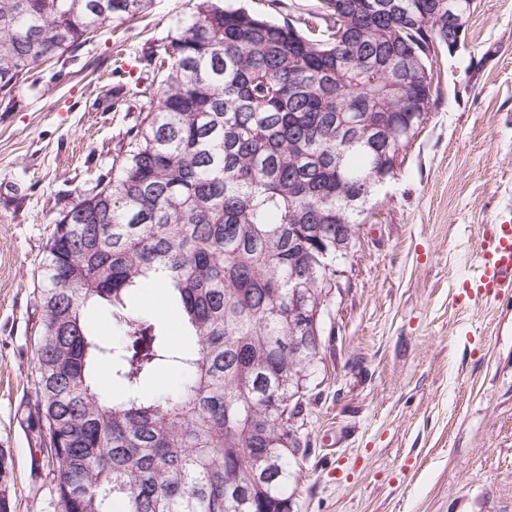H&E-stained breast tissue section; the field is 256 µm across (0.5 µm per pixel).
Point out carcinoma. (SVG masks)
I'll use <instances>...</instances> for the list:
<instances>
[{
    "label": "carcinoma",
    "instance_id": "1",
    "mask_svg": "<svg viewBox=\"0 0 512 512\" xmlns=\"http://www.w3.org/2000/svg\"><path fill=\"white\" fill-rule=\"evenodd\" d=\"M321 0L272 19L194 0L111 174L56 221L40 269L35 412L62 512H289L302 412L322 341L289 348L324 310L376 183L428 121V54L448 0ZM151 0H0V95L121 26ZM164 278L189 346L132 295ZM122 339L100 345L87 308ZM112 361L107 392L94 374ZM166 367L171 393L145 392Z\"/></svg>",
    "mask_w": 512,
    "mask_h": 512
}]
</instances>
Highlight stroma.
I'll return each mask as SVG.
<instances>
[{"label":"stroma","mask_w":512,"mask_h":512,"mask_svg":"<svg viewBox=\"0 0 512 512\" xmlns=\"http://www.w3.org/2000/svg\"><path fill=\"white\" fill-rule=\"evenodd\" d=\"M193 0H152L0 99V449L11 512H62L33 417L40 267L55 221L143 114L118 95ZM124 61V75L113 72ZM429 119L379 186L327 296L296 427L290 512H512V294L468 298L487 225L512 218V0L437 49Z\"/></svg>","instance_id":"35a3bbf8"}]
</instances>
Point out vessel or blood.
Instances as JSON below:
<instances>
[{
  "instance_id": "b4317fda",
  "label": "vessel or blood",
  "mask_w": 512,
  "mask_h": 512,
  "mask_svg": "<svg viewBox=\"0 0 512 512\" xmlns=\"http://www.w3.org/2000/svg\"><path fill=\"white\" fill-rule=\"evenodd\" d=\"M466 286L486 299L512 292V221L490 225L485 231L478 272Z\"/></svg>"
}]
</instances>
